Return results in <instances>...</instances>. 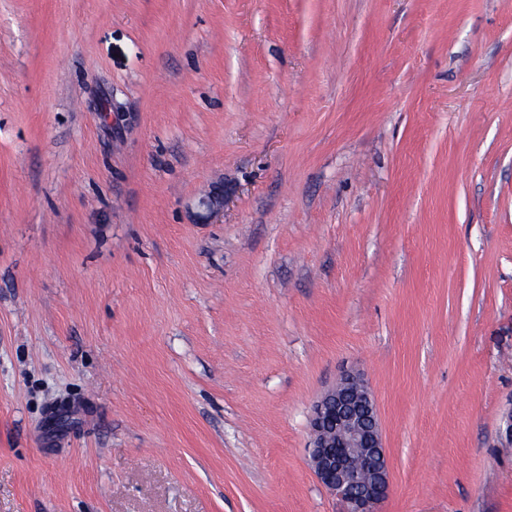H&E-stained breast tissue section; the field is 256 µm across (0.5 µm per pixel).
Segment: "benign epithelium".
Wrapping results in <instances>:
<instances>
[{
  "label": "benign epithelium",
  "mask_w": 512,
  "mask_h": 512,
  "mask_svg": "<svg viewBox=\"0 0 512 512\" xmlns=\"http://www.w3.org/2000/svg\"><path fill=\"white\" fill-rule=\"evenodd\" d=\"M309 461L319 483L346 512H380L390 491L387 450L372 391L344 375L313 407Z\"/></svg>",
  "instance_id": "7a95c632"
}]
</instances>
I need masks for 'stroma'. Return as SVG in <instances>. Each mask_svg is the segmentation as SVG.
Returning <instances> with one entry per match:
<instances>
[{
  "label": "stroma",
  "mask_w": 512,
  "mask_h": 512,
  "mask_svg": "<svg viewBox=\"0 0 512 512\" xmlns=\"http://www.w3.org/2000/svg\"><path fill=\"white\" fill-rule=\"evenodd\" d=\"M348 370L512 512V0H0V512H345Z\"/></svg>",
  "instance_id": "obj_1"
}]
</instances>
